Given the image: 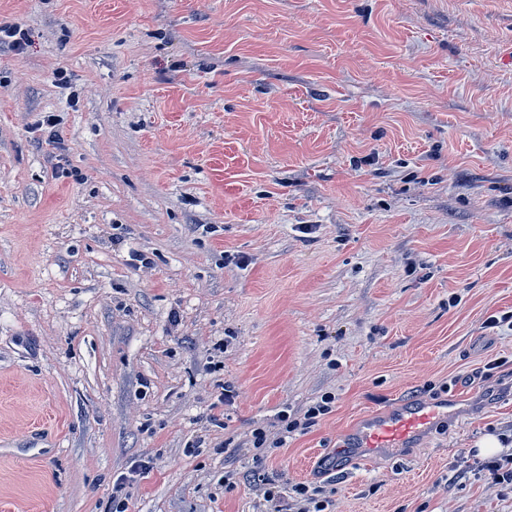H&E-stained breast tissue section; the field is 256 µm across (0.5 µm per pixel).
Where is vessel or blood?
I'll return each instance as SVG.
<instances>
[{
    "label": "vessel or blood",
    "instance_id": "b4317fda",
    "mask_svg": "<svg viewBox=\"0 0 512 512\" xmlns=\"http://www.w3.org/2000/svg\"><path fill=\"white\" fill-rule=\"evenodd\" d=\"M451 413L449 400L417 401L364 418L348 447L350 455L369 458L414 447L442 418Z\"/></svg>",
    "mask_w": 512,
    "mask_h": 512
}]
</instances>
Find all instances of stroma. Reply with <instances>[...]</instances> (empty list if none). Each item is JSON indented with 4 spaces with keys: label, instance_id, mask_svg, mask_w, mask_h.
I'll return each mask as SVG.
<instances>
[{
    "label": "stroma",
    "instance_id": "35a3bbf8",
    "mask_svg": "<svg viewBox=\"0 0 512 512\" xmlns=\"http://www.w3.org/2000/svg\"><path fill=\"white\" fill-rule=\"evenodd\" d=\"M0 26V512H112L143 457L128 512H258L267 479L512 512L475 472L484 436L512 452V0H0ZM451 396L419 447L340 455ZM290 416L288 413H283L279 416L280 428L276 433V438L270 441L267 430L263 427H257L252 430L251 443L252 448L256 451H261L263 448H283L288 442V434L296 431L299 423L288 421Z\"/></svg>",
    "mask_w": 512,
    "mask_h": 512
}]
</instances>
